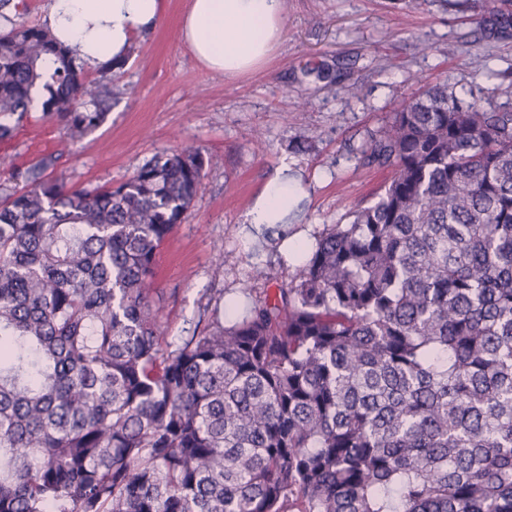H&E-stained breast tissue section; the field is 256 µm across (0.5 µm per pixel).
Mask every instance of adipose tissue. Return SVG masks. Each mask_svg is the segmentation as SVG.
I'll use <instances>...</instances> for the list:
<instances>
[{
    "label": "adipose tissue",
    "instance_id": "adipose-tissue-1",
    "mask_svg": "<svg viewBox=\"0 0 512 512\" xmlns=\"http://www.w3.org/2000/svg\"><path fill=\"white\" fill-rule=\"evenodd\" d=\"M164 10V0H50L44 21L77 62L107 69L125 62L135 36L155 29ZM179 34L205 68L237 76L260 66L280 42L283 0H187ZM304 198L299 175L282 164L244 221L257 229L293 223Z\"/></svg>",
    "mask_w": 512,
    "mask_h": 512
}]
</instances>
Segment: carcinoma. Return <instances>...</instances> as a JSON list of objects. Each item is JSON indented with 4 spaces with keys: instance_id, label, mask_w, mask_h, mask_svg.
<instances>
[{
    "instance_id": "cac0c4a2",
    "label": "carcinoma",
    "mask_w": 512,
    "mask_h": 512,
    "mask_svg": "<svg viewBox=\"0 0 512 512\" xmlns=\"http://www.w3.org/2000/svg\"><path fill=\"white\" fill-rule=\"evenodd\" d=\"M511 1L476 24L509 36ZM0 20V140L38 86L44 115L98 127L108 73ZM477 87L404 103L362 150L391 169L376 198L169 351L154 258L201 152L93 190L29 165L0 205V512H512V109Z\"/></svg>"
}]
</instances>
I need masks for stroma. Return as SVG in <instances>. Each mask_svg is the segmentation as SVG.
I'll list each match as a JSON object with an SVG mask.
<instances>
[{
    "instance_id": "stroma-1",
    "label": "stroma",
    "mask_w": 512,
    "mask_h": 512,
    "mask_svg": "<svg viewBox=\"0 0 512 512\" xmlns=\"http://www.w3.org/2000/svg\"><path fill=\"white\" fill-rule=\"evenodd\" d=\"M186 0H168L153 31L116 69L106 118L71 137L33 105L0 149V197L34 157L32 133L48 130L66 188L119 185L152 156L199 149L203 187L160 244L153 288L165 341L231 326L255 301L288 286L326 225L346 222L389 178L361 151L425 85L459 91L482 75L483 97L512 104V36L477 31L478 0H288L284 34L269 61L228 77L199 64L178 34ZM302 176L303 223L275 225L252 241L242 219L281 163Z\"/></svg>"
}]
</instances>
